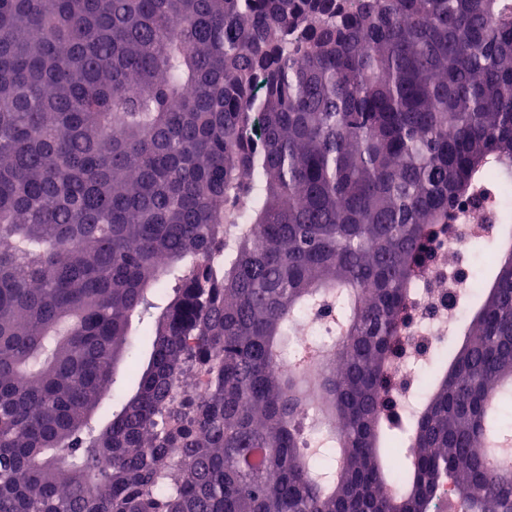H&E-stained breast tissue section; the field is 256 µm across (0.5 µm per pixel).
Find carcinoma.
<instances>
[{
  "label": "carcinoma",
  "mask_w": 512,
  "mask_h": 512,
  "mask_svg": "<svg viewBox=\"0 0 512 512\" xmlns=\"http://www.w3.org/2000/svg\"><path fill=\"white\" fill-rule=\"evenodd\" d=\"M499 185L512 0H0V512H512L495 225L461 345L389 393L426 232ZM323 306L334 341L295 344ZM126 365L124 362H121L117 366L114 378L115 383L112 388V396H109L102 401V408H106L111 404L113 407L117 400L121 399L122 397L128 395L130 392L133 391L135 387V381L130 376Z\"/></svg>",
  "instance_id": "obj_1"
}]
</instances>
